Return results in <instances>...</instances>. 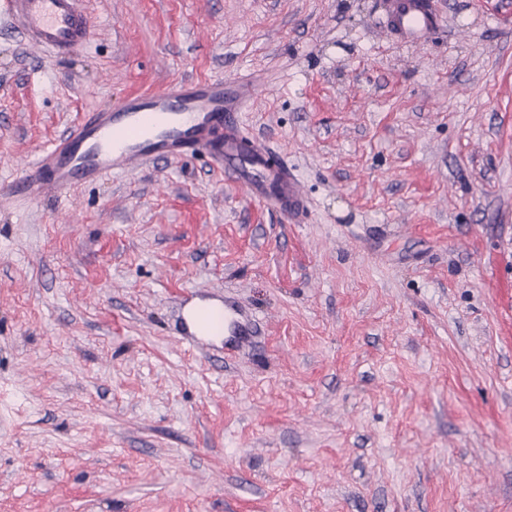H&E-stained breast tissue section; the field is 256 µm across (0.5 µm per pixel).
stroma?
I'll use <instances>...</instances> for the list:
<instances>
[{"label":"stroma","mask_w":512,"mask_h":512,"mask_svg":"<svg viewBox=\"0 0 512 512\" xmlns=\"http://www.w3.org/2000/svg\"><path fill=\"white\" fill-rule=\"evenodd\" d=\"M84 0L68 58L0 19V186L85 110L225 74L299 179L210 157L0 202V512H512V0ZM231 297L254 336L192 347ZM385 24L396 38L420 42L442 28L443 17L430 0H388Z\"/></svg>","instance_id":"obj_1"}]
</instances>
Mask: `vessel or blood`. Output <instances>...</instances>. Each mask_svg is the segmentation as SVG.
<instances>
[{
	"label": "vessel or blood",
	"instance_id": "obj_1",
	"mask_svg": "<svg viewBox=\"0 0 512 512\" xmlns=\"http://www.w3.org/2000/svg\"><path fill=\"white\" fill-rule=\"evenodd\" d=\"M7 16L28 41L61 56L86 49L93 35L82 0H7ZM385 24L396 38L420 42L442 28L443 18L433 0H387ZM247 104L246 82L221 77L126 97L117 106L84 113L0 189V197L33 202L142 163L206 154L256 201L288 220H303L307 203L293 171L270 147L242 148L238 114ZM251 333L250 320L225 301V342Z\"/></svg>",
	"mask_w": 512,
	"mask_h": 512
}]
</instances>
